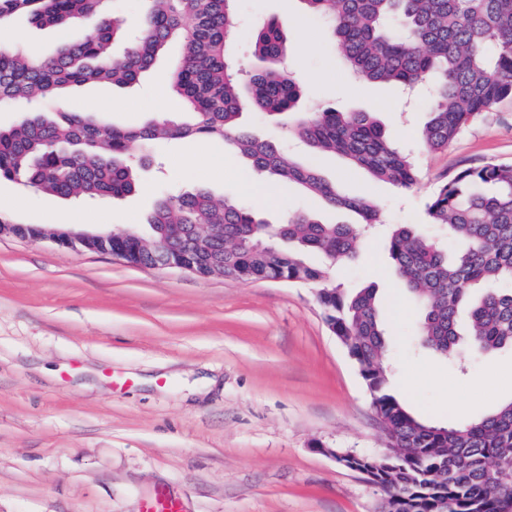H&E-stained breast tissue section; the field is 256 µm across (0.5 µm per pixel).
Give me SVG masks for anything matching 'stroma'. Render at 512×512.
Segmentation results:
<instances>
[{"mask_svg": "<svg viewBox=\"0 0 512 512\" xmlns=\"http://www.w3.org/2000/svg\"><path fill=\"white\" fill-rule=\"evenodd\" d=\"M231 51L258 66L251 35L274 19L287 37L288 70L302 110L320 104L373 113L387 135L411 149L420 181L410 191L376 182L340 158L317 159L348 193L371 199L386 224L424 221L436 188L462 168L512 163V101L485 113L447 150L427 153L416 134L428 119L426 92L385 84L353 86L331 44L326 19L301 0H235ZM32 50L54 52L79 38L81 22L39 27L18 17ZM70 106L119 127L141 126L161 100L152 76L132 86H86ZM245 129L307 160L308 148L267 114L245 108ZM257 174L223 144L176 140L156 149L139 187L121 198L77 203L0 178L12 216L54 229L145 233L166 194L195 188L250 208ZM268 218L310 211L322 222L357 223L295 188L262 206ZM357 259L330 281L377 291L388 335L391 386L409 410L441 425L480 417L512 400V352L461 350L463 374L417 346L419 306L394 276L381 235L356 242ZM385 436L358 364L329 330L313 285L202 278L132 265L112 254L51 240L0 236V512H141L157 488L186 512H380L383 491L339 465L333 451L378 455Z\"/></svg>", "mask_w": 512, "mask_h": 512, "instance_id": "35a3bbf8", "label": "stroma"}]
</instances>
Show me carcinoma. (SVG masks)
I'll list each match as a JSON object with an SVG mask.
<instances>
[{"label": "carcinoma", "instance_id": "cac0c4a2", "mask_svg": "<svg viewBox=\"0 0 512 512\" xmlns=\"http://www.w3.org/2000/svg\"><path fill=\"white\" fill-rule=\"evenodd\" d=\"M108 0H0V24L26 12L39 26L65 25L78 16L95 24L48 56L28 54L21 42L0 49V106L52 101L56 112H26L0 129V176L23 180L71 200L119 198L138 187L134 143L187 137L231 139L258 173L301 187L314 199L358 212L361 224H323L310 213L267 222L262 214L216 201L203 188L158 200L145 238H116L132 265L158 255L179 228L224 226L226 274L242 280L286 278L320 283L324 271L303 255L318 251L333 263L355 256L360 230L381 223L373 202L344 195L312 162H299L275 143L238 125L244 106L293 117L290 131L315 154L333 153L376 180L403 190L418 171L390 141L371 112L327 107L299 109L301 90L283 66L287 38L274 19L260 22L251 42L263 69L242 79L229 54L236 30L234 0H141V32L127 37L105 9ZM311 16L327 17L337 52L357 82L427 85L430 119L417 143L437 152L484 113L512 100V0H301ZM183 53L169 73L183 106L128 129L88 112H70L67 90L88 83L132 84L171 41ZM426 223L445 231L442 243L394 224L386 239L396 275L422 311L423 347L457 357L459 319L467 311L472 347L481 353L512 348V164L467 167L440 184L425 208ZM317 299L331 332L358 364L385 432V451L362 455L359 468L384 493L381 512H512V400L478 419L446 426L413 415L390 387L387 351L373 288L348 293L325 285Z\"/></svg>", "mask_w": 512, "mask_h": 512}]
</instances>
